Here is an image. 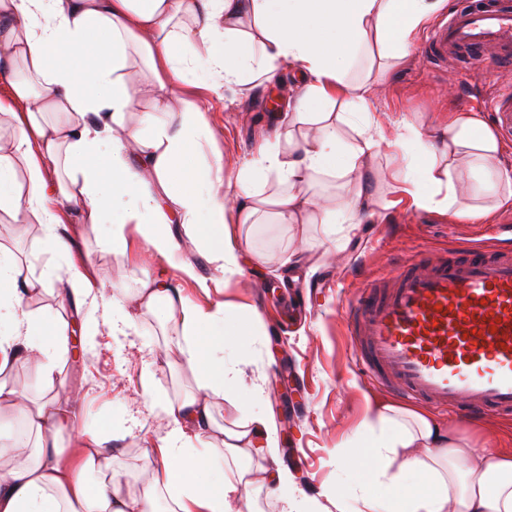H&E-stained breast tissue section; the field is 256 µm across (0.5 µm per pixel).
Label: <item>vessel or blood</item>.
I'll return each instance as SVG.
<instances>
[{"label": "vessel or blood", "mask_w": 512, "mask_h": 512, "mask_svg": "<svg viewBox=\"0 0 512 512\" xmlns=\"http://www.w3.org/2000/svg\"><path fill=\"white\" fill-rule=\"evenodd\" d=\"M434 66L462 53L497 92L479 101L512 133V0H471L427 34ZM373 385L444 413L512 417V243L487 238L397 260L343 308Z\"/></svg>", "instance_id": "1"}]
</instances>
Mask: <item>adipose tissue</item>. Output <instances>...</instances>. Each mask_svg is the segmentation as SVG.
<instances>
[{"label": "adipose tissue", "instance_id": "ef3b65f1", "mask_svg": "<svg viewBox=\"0 0 512 512\" xmlns=\"http://www.w3.org/2000/svg\"><path fill=\"white\" fill-rule=\"evenodd\" d=\"M441 2L0 0V80L11 91L0 112L15 119L10 150L0 152V213L34 218L45 250L64 255L71 247L58 231L63 206L82 223L111 225L106 244L121 253L132 249L125 234L131 225L154 256L186 274L191 268L171 227H195L214 269L230 280L243 275L245 225L357 224L370 207L386 208L370 191L368 164L384 143L417 207L462 218L512 206V166L479 113H451L426 136L409 125L390 139L376 122L355 144L340 133L369 113L372 85L409 54ZM134 43L156 80L145 89L151 111L125 127L132 99L125 69ZM179 45L206 48L217 89L246 75L271 81L286 63L303 80L283 141L261 145L232 183L222 177V161H185L189 147L209 141L210 130L182 93L194 68L192 57L176 53ZM51 47L58 55L50 63ZM340 99L351 111H336ZM49 113L54 123L46 122ZM63 167L80 176L78 192L60 180ZM323 176L347 182L339 204L327 202ZM30 285L22 265L1 250L0 400L18 407L36 443L25 450L0 437V512H157L162 502L168 512H242L256 492L280 501L281 512H324L274 446L258 448L270 432L266 419L251 415L236 429L216 431L211 398L245 385L224 351L260 335V324L230 304L205 311L162 278L146 277L132 293L104 300V322L117 335L142 315L168 309L165 345L191 370L197 395L156 399L172 430L143 449V480L116 467L112 432H83L75 448L60 450L58 434L75 421V401L56 397L32 406L1 379L20 357L52 376L55 352L67 341L66 331L45 333L44 317L22 305L21 291ZM248 388L251 400L264 398L262 384ZM362 428L367 451L355 496L364 512H512V450L481 452L428 415L388 405L370 408Z\"/></svg>", "mask_w": 512, "mask_h": 512}]
</instances>
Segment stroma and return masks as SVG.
Listing matches in <instances>:
<instances>
[{
    "label": "stroma",
    "instance_id": "35a3bbf8",
    "mask_svg": "<svg viewBox=\"0 0 512 512\" xmlns=\"http://www.w3.org/2000/svg\"><path fill=\"white\" fill-rule=\"evenodd\" d=\"M190 54L195 59L196 85L188 93L206 112L213 141L202 150H189L186 161L201 166L222 156L224 179H234L237 167L282 131L288 102L300 93L301 84L286 68L274 83L231 86L215 93L208 88L212 77L204 48H191ZM126 73L134 95L125 122L132 125L151 109L143 90L154 75L136 51L129 56ZM491 90L477 64L454 57L429 71L413 51L375 92L373 106L384 122L412 124L429 133L447 122L449 113L473 111L475 100ZM371 169L374 193L394 205L366 213L356 227L257 224L245 229L242 265L251 287L214 286L204 293L195 279L170 276L173 287L202 306L236 300L256 307L261 335L225 350L224 356L239 362L246 380H262L268 398L252 402L242 390L232 398L213 401V414L219 424L229 427L250 414L264 417L283 463L305 493L315 497L328 486L353 497L356 472L337 465L336 454L362 455L358 433L367 407L409 406L408 401L371 385L359 371L342 317L343 304L363 284L385 273L398 254L486 237L496 233L498 225L512 222V207L486 217L452 218L399 201L386 151L373 157ZM61 231L72 244L67 256L45 251L42 228L35 220L16 222L5 216L0 218V249L15 254L34 280L58 281L70 260L85 261L90 287L108 295L117 288H134L148 275H170L163 261L144 267L134 255L107 250V225L70 220ZM25 304L44 315L50 326L80 333L82 343L76 349L58 348L51 382H44L36 367L24 360L7 372L8 382L36 401L58 394L76 396L81 417L77 428H61L60 446L71 448L78 429L111 427L121 436L119 466L140 475L142 448L167 432L165 422L150 409L144 377L155 376L159 392L172 400L196 391L191 372L165 349L160 334L165 312L142 316L127 334L116 336L104 324L102 312L87 304L75 307L55 291L31 292ZM435 418L454 426L484 452L512 448V421L491 414L464 417L440 412Z\"/></svg>",
    "mask_w": 512,
    "mask_h": 512
}]
</instances>
